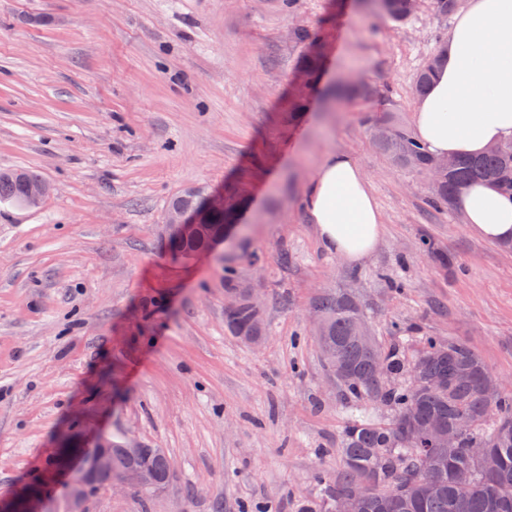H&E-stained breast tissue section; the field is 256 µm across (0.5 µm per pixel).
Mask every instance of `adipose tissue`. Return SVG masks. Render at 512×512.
Returning <instances> with one entry per match:
<instances>
[{"instance_id":"obj_1","label":"adipose tissue","mask_w":512,"mask_h":512,"mask_svg":"<svg viewBox=\"0 0 512 512\" xmlns=\"http://www.w3.org/2000/svg\"><path fill=\"white\" fill-rule=\"evenodd\" d=\"M434 80L414 114L417 138L435 157L474 156L512 142V0H466L440 45ZM464 219L481 238L512 242V196L488 183L464 187ZM303 206L323 247L353 264L376 249L382 215L360 164L326 151Z\"/></svg>"}]
</instances>
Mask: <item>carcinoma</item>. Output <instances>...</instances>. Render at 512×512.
<instances>
[{
    "mask_svg": "<svg viewBox=\"0 0 512 512\" xmlns=\"http://www.w3.org/2000/svg\"><path fill=\"white\" fill-rule=\"evenodd\" d=\"M393 20L407 19L415 9L408 0H377ZM432 55L415 79L421 95L437 70ZM379 147L401 167L425 173L435 158L407 129L389 116L379 117ZM40 177L25 171H0V202L26 205V183ZM474 181H488L512 194V142L480 157L457 158L430 185L427 205L442 210L457 203L461 188ZM205 192L193 189L173 200L170 207L198 213L205 207ZM240 296L235 310L224 314V330L241 338L264 339L267 327L263 310L253 292L242 282H230ZM322 329L318 347L328 370L336 376L346 396L355 403L352 422L340 448L342 466L336 475H320V503L306 502L301 512H336V501L347 500L349 512H512V498L498 494L501 484L512 485V395L499 391L494 398L482 389L493 374L484 359L459 342L424 339L423 350L411 361L394 348L376 341H354L361 326L368 325L366 312L349 293L326 291L313 301ZM442 379L446 386L435 390L430 382ZM382 403L391 407L394 420L380 424L368 418L358 405ZM497 418L487 419L489 409ZM453 432L451 447L427 448L418 432L427 425ZM141 464L161 480L168 461L159 448L146 449ZM373 487L362 496L354 483Z\"/></svg>",
    "mask_w": 512,
    "mask_h": 512,
    "instance_id": "cac0c4a2",
    "label": "carcinoma"
}]
</instances>
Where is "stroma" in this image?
Masks as SVG:
<instances>
[{
    "instance_id": "obj_1",
    "label": "stroma",
    "mask_w": 512,
    "mask_h": 512,
    "mask_svg": "<svg viewBox=\"0 0 512 512\" xmlns=\"http://www.w3.org/2000/svg\"><path fill=\"white\" fill-rule=\"evenodd\" d=\"M452 24L429 0L402 22L373 0H0V170L51 186L0 203V496L36 483L48 512H300L349 425L315 338L324 291L354 295L406 356L420 336L467 343L512 390V244L431 210L373 132L384 104L412 127L415 75ZM329 150L359 162L383 214L357 265L302 207ZM199 187L245 214L210 254L172 258L162 217ZM234 274L264 307L260 347L224 330ZM101 434L163 449V491L73 502L62 445Z\"/></svg>"
}]
</instances>
